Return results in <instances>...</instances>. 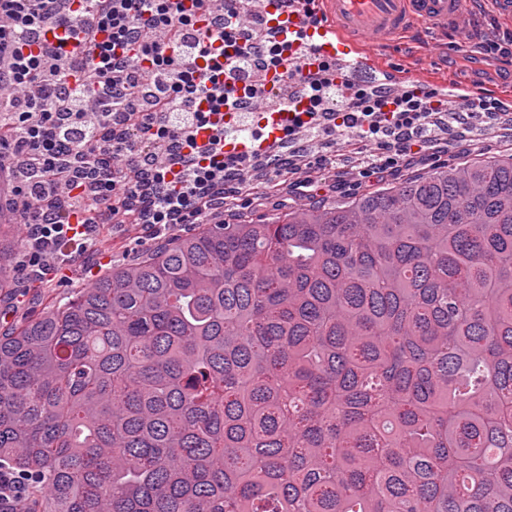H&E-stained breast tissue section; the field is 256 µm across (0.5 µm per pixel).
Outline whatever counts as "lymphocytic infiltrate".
I'll list each match as a JSON object with an SVG mask.
<instances>
[{
  "label": "lymphocytic infiltrate",
  "mask_w": 512,
  "mask_h": 512,
  "mask_svg": "<svg viewBox=\"0 0 512 512\" xmlns=\"http://www.w3.org/2000/svg\"><path fill=\"white\" fill-rule=\"evenodd\" d=\"M193 2L189 10L183 0H0V115L22 131L12 149L33 154L44 177L86 198L74 223L69 210L44 205L39 189L19 186L29 200L18 263L27 278L44 279L93 249L96 218L157 237L229 206L227 185L247 183L263 153L228 156L224 140L242 131L262 141L253 121L269 105L263 83L238 91L228 82L233 75L279 68L298 77L286 139L350 136L367 149L368 175L421 158L443 115L466 129L501 106L487 96L441 101L414 88L388 96L328 66L296 76L290 41L241 38L243 0L217 8L212 0ZM200 14L208 18L203 29ZM217 43L223 62L198 69L197 59ZM101 96L110 110L97 128L72 106ZM227 111L234 126L223 123Z\"/></svg>",
  "instance_id": "lymphocytic-infiltrate-1"
}]
</instances>
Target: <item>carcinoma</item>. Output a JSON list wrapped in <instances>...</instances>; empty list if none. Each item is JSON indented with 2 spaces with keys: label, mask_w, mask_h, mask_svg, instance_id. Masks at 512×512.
Returning <instances> with one entry per match:
<instances>
[{
  "label": "carcinoma",
  "mask_w": 512,
  "mask_h": 512,
  "mask_svg": "<svg viewBox=\"0 0 512 512\" xmlns=\"http://www.w3.org/2000/svg\"><path fill=\"white\" fill-rule=\"evenodd\" d=\"M1 466L28 512H512V155L200 224L7 328Z\"/></svg>",
  "instance_id": "carcinoma-1"
}]
</instances>
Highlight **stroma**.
Masks as SVG:
<instances>
[{"mask_svg":"<svg viewBox=\"0 0 512 512\" xmlns=\"http://www.w3.org/2000/svg\"><path fill=\"white\" fill-rule=\"evenodd\" d=\"M382 65L397 70L420 72L432 87L461 85L482 87L489 96L512 101V66L494 61L491 56L471 50L459 38L456 30L447 36H437L426 25L415 26L410 32L392 39L379 53ZM443 143L428 163L414 162L402 168V175L424 174L453 164L472 160L492 161L512 154V119L498 123L485 120L473 124L466 137H458L454 128L440 127ZM307 168L284 172L276 184H269L264 172L254 173L248 189L242 190L233 211L224 212L227 223L250 220L269 221L273 214L291 207L343 204L362 193L374 192L394 180L393 175L365 178L361 188L344 184L337 190L311 189L304 197H296L291 183L309 177ZM96 232L101 248L86 253L75 265L63 268L58 275L41 281L36 288H20L10 297L0 300V332L10 325L24 322L39 314L52 300L60 299L79 285L101 277L117 265L130 262L156 249L158 242L150 232L119 224H100Z\"/></svg>","mask_w":512,"mask_h":512,"instance_id":"obj_1","label":"stroma"}]
</instances>
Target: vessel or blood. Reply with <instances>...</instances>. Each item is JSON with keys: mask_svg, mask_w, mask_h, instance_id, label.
Segmentation results:
<instances>
[{"mask_svg": "<svg viewBox=\"0 0 512 512\" xmlns=\"http://www.w3.org/2000/svg\"><path fill=\"white\" fill-rule=\"evenodd\" d=\"M317 24H310L300 5L290 0H260V17L276 40L304 33L301 73L315 71L319 64L335 66L348 79L377 66V47L416 24L447 30L458 21L468 0H314ZM270 99L279 102L292 96L295 82L262 73Z\"/></svg>", "mask_w": 512, "mask_h": 512, "instance_id": "obj_1", "label": "vessel or blood"}]
</instances>
